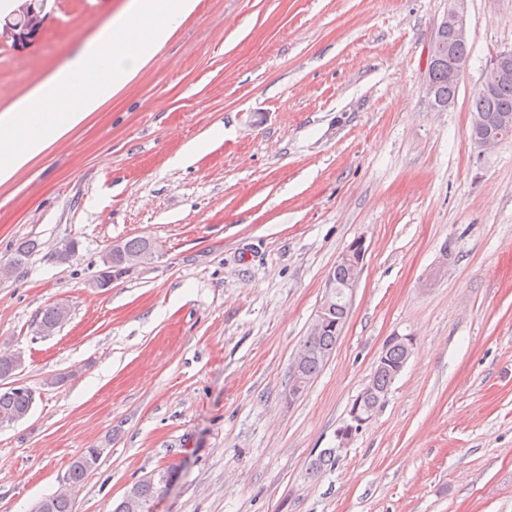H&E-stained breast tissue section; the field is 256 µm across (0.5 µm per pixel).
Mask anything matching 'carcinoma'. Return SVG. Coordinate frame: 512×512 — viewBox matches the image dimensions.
I'll return each mask as SVG.
<instances>
[{
	"label": "carcinoma",
	"mask_w": 512,
	"mask_h": 512,
	"mask_svg": "<svg viewBox=\"0 0 512 512\" xmlns=\"http://www.w3.org/2000/svg\"><path fill=\"white\" fill-rule=\"evenodd\" d=\"M430 81L441 102L446 103L457 96L459 87L448 83V66L444 65L435 71L430 76ZM470 107L483 115L484 124L488 128L496 129L505 122L512 124V78L501 81L490 91L474 92ZM154 252H156V245L151 238L135 237L122 243V252L112 256L111 266L119 267L125 259L141 258ZM331 292L329 321L318 332L307 334L300 347V372L309 381L316 378L326 364L327 356L332 354L336 347L338 333L345 325L349 314V306L342 289L333 288ZM68 315L67 306L57 303L44 309L40 324L52 326L66 320ZM386 356L388 365L377 368L372 373V392L363 397L359 395L354 399V403L360 405L364 414L374 411L379 402L384 399L397 377L395 369L404 363L406 352L403 347L394 345L388 349ZM22 364L23 358L19 352L1 354L0 377L13 375ZM34 401L33 392L27 388H9L0 392V425L23 419L31 410ZM97 462L98 458L88 451L73 460L63 476L64 485L61 490L42 500V503L47 505V512H73L68 488L81 483L90 470L96 467ZM170 479L171 471L162 469L137 481L116 505L113 512H138L132 498L135 497L144 503H152L159 498Z\"/></svg>",
	"instance_id": "1"
}]
</instances>
